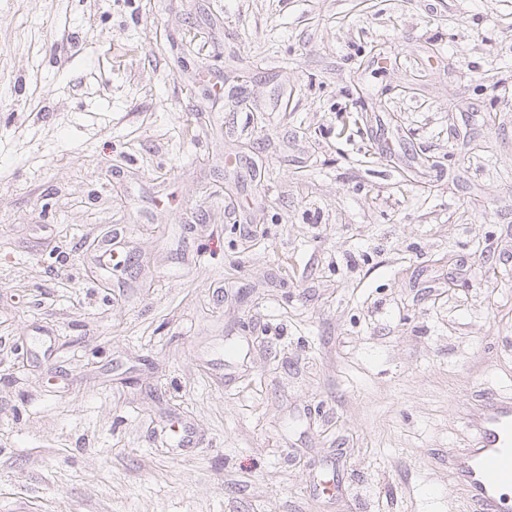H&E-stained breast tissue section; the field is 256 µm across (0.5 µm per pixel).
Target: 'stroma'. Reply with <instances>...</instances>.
<instances>
[{
	"instance_id": "1",
	"label": "stroma",
	"mask_w": 512,
	"mask_h": 512,
	"mask_svg": "<svg viewBox=\"0 0 512 512\" xmlns=\"http://www.w3.org/2000/svg\"><path fill=\"white\" fill-rule=\"evenodd\" d=\"M512 398V0H0V512H462ZM474 437L448 453L454 486L465 491L468 512H510L512 488V400L486 395L469 414Z\"/></svg>"
}]
</instances>
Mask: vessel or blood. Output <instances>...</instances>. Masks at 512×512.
<instances>
[{
    "label": "vessel or blood",
    "instance_id": "obj_1",
    "mask_svg": "<svg viewBox=\"0 0 512 512\" xmlns=\"http://www.w3.org/2000/svg\"><path fill=\"white\" fill-rule=\"evenodd\" d=\"M474 437L448 454L455 486L465 492L467 512H512V400L482 397L469 414Z\"/></svg>",
    "mask_w": 512,
    "mask_h": 512
}]
</instances>
